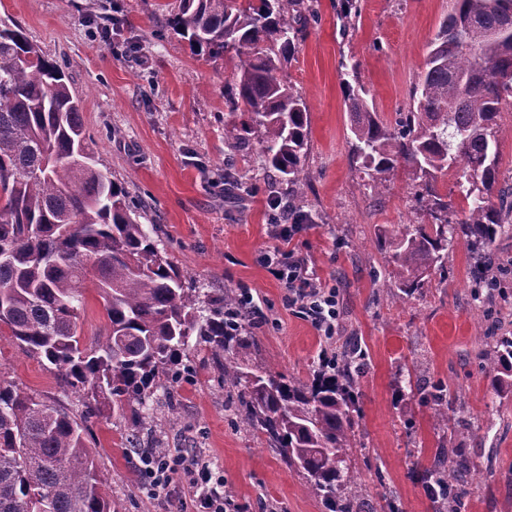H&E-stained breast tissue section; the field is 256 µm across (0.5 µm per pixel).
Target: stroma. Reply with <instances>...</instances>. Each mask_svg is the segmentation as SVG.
Segmentation results:
<instances>
[{"mask_svg": "<svg viewBox=\"0 0 512 512\" xmlns=\"http://www.w3.org/2000/svg\"><path fill=\"white\" fill-rule=\"evenodd\" d=\"M176 0H0L10 17L50 57L65 61L71 92L82 102L87 134L99 168L121 183L156 225L158 249L197 286L222 294L251 293L261 312L252 326L251 362L285 375L306 376L330 341L296 309L286 290L261 263L273 246L268 202L290 186L270 179L257 143L247 152L224 143V87L233 65L193 54L169 20ZM340 0H317L319 23L309 24L284 70L309 107L303 170V230L289 247L306 258L339 298L336 333L361 341L369 368L361 379L358 444L350 471L384 512L386 499L401 512H432L417 478L432 460L438 431L419 396L397 377L412 364L425 377L456 388L463 413L451 416L456 443L467 448L472 475L465 512H512V390L492 398L479 355L486 336L512 335V271L499 278L493 303L477 299L471 254L456 241L443 269L433 271L413 297H403L379 269L381 237L402 224L430 223L425 187L409 169L371 191L352 155L342 82L358 65L368 100L385 119L406 111L423 69L427 45L451 0H361L355 29L345 31ZM242 191L224 190L225 174ZM195 374L151 401L164 417L141 433L136 447L122 441L125 421L86 413L76 395L10 336L0 335V374L83 418L102 489L118 512H196L194 477L172 476V496L149 493L139 471L138 449L164 448L196 456L223 476L238 512H324L303 473L288 467L224 410L218 369L202 350L188 355ZM177 414L167 417L168 403Z\"/></svg>", "mask_w": 512, "mask_h": 512, "instance_id": "stroma-1", "label": "stroma"}]
</instances>
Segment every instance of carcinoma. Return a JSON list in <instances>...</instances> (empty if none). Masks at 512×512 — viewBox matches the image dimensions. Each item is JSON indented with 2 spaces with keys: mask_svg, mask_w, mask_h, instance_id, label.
Listing matches in <instances>:
<instances>
[{
  "mask_svg": "<svg viewBox=\"0 0 512 512\" xmlns=\"http://www.w3.org/2000/svg\"><path fill=\"white\" fill-rule=\"evenodd\" d=\"M341 2L343 28L355 27L359 0ZM315 19L314 0H177L171 19L191 50L234 62L224 143L239 149L259 132L269 171L299 198L309 109L283 72ZM343 92L352 154L370 188L404 163L432 197L436 223L405 224L380 240L396 287L414 295L462 238L476 282L492 294L504 271L492 246L512 230V186L501 184L500 156V115L512 104V0H454L430 41L413 104L394 122L369 105L359 81H344ZM458 167L470 180L456 183L463 206L450 220L431 182ZM140 218L122 184L97 167L62 65L19 23L0 18V327L46 360L86 409L127 420L133 441L158 425L154 391L190 374L186 352L206 349L220 368L224 409L302 470L328 512H368L348 465L366 353L345 344L326 351L329 364L317 363L305 380L235 361L253 344L241 296H211L186 282ZM89 283L107 316L103 340L90 347L80 325ZM483 358L492 395L512 387V336L494 337ZM399 379L445 428L419 470L433 512H462L459 484L472 465L448 428L459 395L426 381L416 365ZM101 486L83 423L0 375V512H116Z\"/></svg>",
  "mask_w": 512,
  "mask_h": 512,
  "instance_id": "carcinoma-1",
  "label": "carcinoma"
}]
</instances>
